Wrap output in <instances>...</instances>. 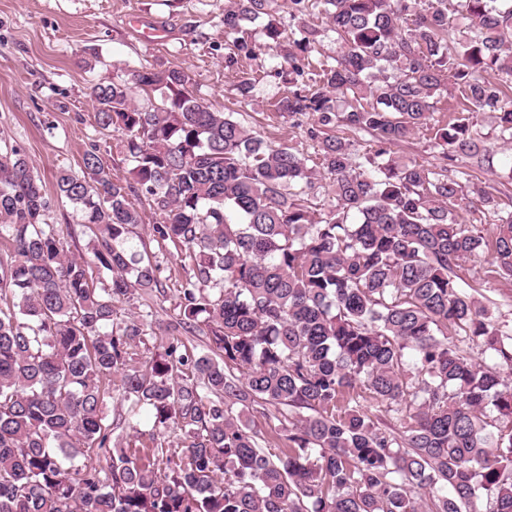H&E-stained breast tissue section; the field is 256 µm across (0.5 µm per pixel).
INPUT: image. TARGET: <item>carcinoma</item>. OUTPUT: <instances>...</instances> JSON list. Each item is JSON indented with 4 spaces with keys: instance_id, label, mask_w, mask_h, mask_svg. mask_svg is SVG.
I'll return each instance as SVG.
<instances>
[{
    "instance_id": "cac0c4a2",
    "label": "carcinoma",
    "mask_w": 512,
    "mask_h": 512,
    "mask_svg": "<svg viewBox=\"0 0 512 512\" xmlns=\"http://www.w3.org/2000/svg\"><path fill=\"white\" fill-rule=\"evenodd\" d=\"M318 1L339 51L315 63ZM496 2L288 0L292 78L274 107L311 120L313 165L205 106L180 66L131 71L143 104L121 77L95 83V122L122 136L133 184L112 180L95 145L84 176L59 175L79 254L75 229L47 222L26 155L5 146L0 512H512V322L465 289L463 267L478 259L479 278L512 282V211L458 166L490 164L476 112L512 142V0ZM275 3L227 0V68L257 57L246 20L280 44ZM457 6L470 36L450 51ZM347 130L378 149L355 162ZM420 132L441 165L391 152ZM320 173L336 195L326 213L310 199ZM131 193L164 216L153 240L178 246L189 271L169 341L143 364L133 347L151 323L118 304L158 287L159 265L134 242ZM201 326L210 355L178 338ZM114 390L153 420L138 455L112 440ZM274 411L278 453L242 420Z\"/></svg>"
}]
</instances>
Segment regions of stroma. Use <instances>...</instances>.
<instances>
[{
    "instance_id": "1",
    "label": "stroma",
    "mask_w": 512,
    "mask_h": 512,
    "mask_svg": "<svg viewBox=\"0 0 512 512\" xmlns=\"http://www.w3.org/2000/svg\"><path fill=\"white\" fill-rule=\"evenodd\" d=\"M226 0H0V137L20 144L39 173L48 196L56 194V177L81 174L90 145L114 180L130 179L118 136L102 131L94 119L91 86L127 76L146 64L157 69L188 68L197 81L198 98L234 113L265 141L311 155L315 144L303 128L272 105L288 90L274 77L277 49L266 48L262 22L243 23L262 51L243 71L256 79L249 105L234 91L238 74L224 67ZM163 29L166 41L152 46L149 31ZM131 202L142 218L140 236L159 261V289L124 304L128 314L149 304L153 324L174 319L176 288L186 273L175 260L174 246L159 249L151 229L161 217L144 197Z\"/></svg>"
}]
</instances>
